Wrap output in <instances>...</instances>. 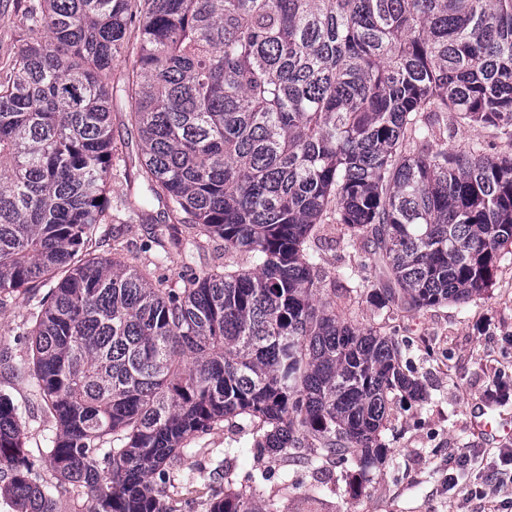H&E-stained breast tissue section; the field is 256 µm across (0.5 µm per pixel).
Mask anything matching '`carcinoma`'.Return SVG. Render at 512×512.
I'll use <instances>...</instances> for the list:
<instances>
[{"label":"carcinoma","mask_w":512,"mask_h":512,"mask_svg":"<svg viewBox=\"0 0 512 512\" xmlns=\"http://www.w3.org/2000/svg\"><path fill=\"white\" fill-rule=\"evenodd\" d=\"M24 19L0 79V293L34 298L18 371L57 432L46 478L0 394L15 512L70 487L78 512H181L190 441L237 417L259 458L384 461L390 395L424 389L396 337L321 299V227L368 254L350 291L385 324L481 294L512 246V0H38ZM115 91L170 221L139 266L93 250L100 225L151 219L108 197ZM462 128L480 137L448 147ZM200 237L224 264L172 287L163 258ZM215 461L203 512H267L265 474L235 488Z\"/></svg>","instance_id":"cac0c4a2"}]
</instances>
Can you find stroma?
Segmentation results:
<instances>
[{
  "label": "stroma",
  "instance_id": "obj_1",
  "mask_svg": "<svg viewBox=\"0 0 512 512\" xmlns=\"http://www.w3.org/2000/svg\"><path fill=\"white\" fill-rule=\"evenodd\" d=\"M28 4L29 0H0V66L28 37L22 22ZM128 110L127 98L114 96L113 164L117 174L109 192L114 201L126 196L125 176L136 173L140 164L136 148L130 145ZM139 200L155 214V223L102 225L97 253L142 258L153 238L167 235L161 205L145 193ZM223 261V249L211 240L193 258L170 254L163 272L173 278L199 276ZM364 261L361 248L342 251L326 247L321 252L320 274L326 286H341ZM26 309V295H0V351L10 358L9 365L0 366V393L18 406L25 424L24 446L35 454L54 435L56 423L46 415L29 383L12 372L26 356L27 346L20 339ZM336 311L353 326H381L403 339L402 362L426 391L422 401L399 392L393 395L383 433L388 447L385 462L365 472L352 463L318 473L298 464L285 469L257 458L249 426L227 422L192 439L199 454L183 459V472L196 477L204 495L223 494V479H202L198 471L208 465L201 449L226 448L235 481L261 470L267 472L263 497L273 500L279 512H505L512 505V483L489 487L482 499L467 496L470 485L481 482L488 462H476L453 488L448 485V469L466 449L488 447V440L473 428V414L477 407L495 403L499 383L512 381V264H500L488 288L467 304L446 303L386 326L375 307L363 299L337 297Z\"/></svg>",
  "mask_w": 512,
  "mask_h": 512
}]
</instances>
